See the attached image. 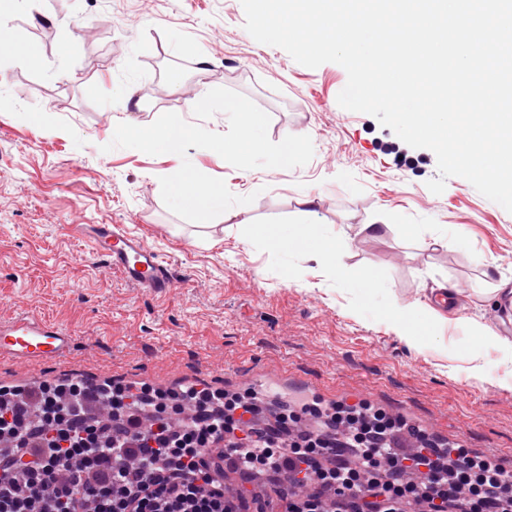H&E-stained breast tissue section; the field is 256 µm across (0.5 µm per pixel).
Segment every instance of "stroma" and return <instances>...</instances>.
I'll return each mask as SVG.
<instances>
[{"label": "stroma", "mask_w": 512, "mask_h": 512, "mask_svg": "<svg viewBox=\"0 0 512 512\" xmlns=\"http://www.w3.org/2000/svg\"><path fill=\"white\" fill-rule=\"evenodd\" d=\"M0 18L10 34L0 50V321L26 311L77 335L66 372L0 359V383L107 376L136 390L191 376L233 396L288 370L512 469V362L491 351L483 378L464 375L467 323L495 325L502 304L472 290L512 277V213L460 177L433 194L435 154L341 108L342 66L308 68L255 41L241 0H0ZM217 87L265 111L272 141L309 136L314 156L293 169L240 170L188 148L198 170L255 197L194 223L161 197L160 177L183 158L104 146L118 124L146 126L166 112L226 132L225 114L200 121L189 109ZM306 192L313 204H301ZM246 217L309 225L316 241L285 253L245 244ZM80 224L125 225L176 288L126 282ZM364 224L379 225L378 236L361 233ZM339 232L351 278L336 285L322 282L318 254ZM444 283L462 305L446 332L427 323L421 334L445 344L409 347L389 327L390 303L431 300Z\"/></svg>", "instance_id": "obj_1"}]
</instances>
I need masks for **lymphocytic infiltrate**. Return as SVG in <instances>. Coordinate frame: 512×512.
I'll return each mask as SVG.
<instances>
[{"mask_svg": "<svg viewBox=\"0 0 512 512\" xmlns=\"http://www.w3.org/2000/svg\"><path fill=\"white\" fill-rule=\"evenodd\" d=\"M182 401L191 415L177 424L163 395L131 401L108 381L1 386L0 512H268L225 489L228 462L302 486L283 512H401L409 501L426 512H512L511 471L420 429L416 449L398 453L389 438L403 418L365 402L336 406L341 440L307 433L286 444L249 426L245 399L192 386Z\"/></svg>", "mask_w": 512, "mask_h": 512, "instance_id": "obj_1", "label": "lymphocytic infiltrate"}]
</instances>
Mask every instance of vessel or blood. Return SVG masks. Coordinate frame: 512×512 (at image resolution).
<instances>
[{"mask_svg":"<svg viewBox=\"0 0 512 512\" xmlns=\"http://www.w3.org/2000/svg\"><path fill=\"white\" fill-rule=\"evenodd\" d=\"M78 232L91 240L105 255L113 271L128 283L165 294L175 282L158 253L120 224H81ZM75 345L67 328L30 314H19L9 322L0 321V358L20 363H59Z\"/></svg>","mask_w":512,"mask_h":512,"instance_id":"b4317fda","label":"vessel or blood"}]
</instances>
